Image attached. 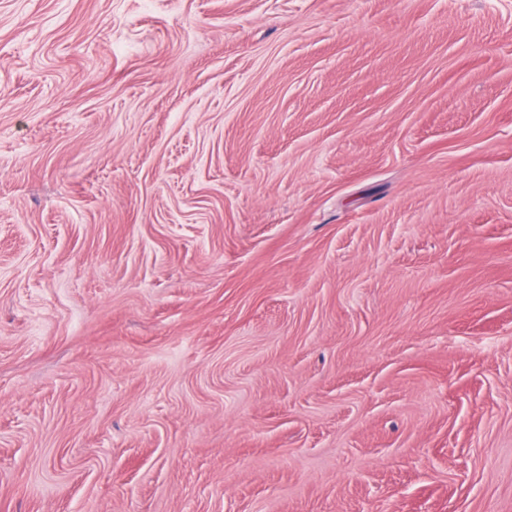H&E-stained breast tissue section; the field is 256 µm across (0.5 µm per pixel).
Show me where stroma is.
I'll list each match as a JSON object with an SVG mask.
<instances>
[{
	"instance_id": "obj_1",
	"label": "stroma",
	"mask_w": 512,
	"mask_h": 512,
	"mask_svg": "<svg viewBox=\"0 0 512 512\" xmlns=\"http://www.w3.org/2000/svg\"><path fill=\"white\" fill-rule=\"evenodd\" d=\"M0 512H512V0H0Z\"/></svg>"
}]
</instances>
